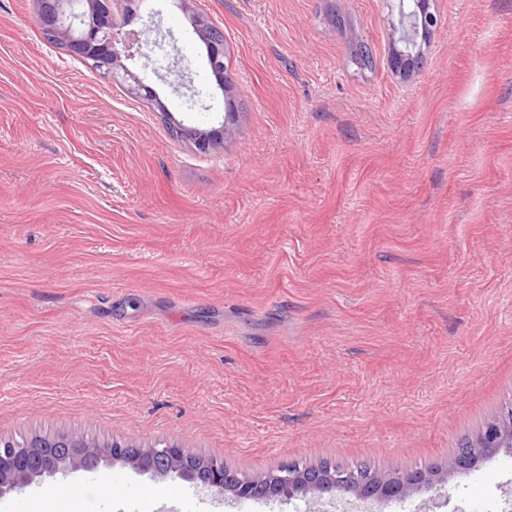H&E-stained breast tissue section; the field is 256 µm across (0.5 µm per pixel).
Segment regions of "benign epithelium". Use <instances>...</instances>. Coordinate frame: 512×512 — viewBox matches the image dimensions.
<instances>
[{"label":"benign epithelium","instance_id":"benign-epithelium-1","mask_svg":"<svg viewBox=\"0 0 512 512\" xmlns=\"http://www.w3.org/2000/svg\"><path fill=\"white\" fill-rule=\"evenodd\" d=\"M37 2L38 23L57 44L92 60L96 69L114 80L129 75L115 50L116 36L107 22L110 0H86L91 21L80 20V28L73 23L78 15L67 11L79 0ZM392 2L399 20L398 25L392 26L389 64L393 71L405 76L422 63L423 46L428 44L437 28L439 15L435 0ZM191 21L206 47L211 70L224 78V32L200 15L192 16ZM176 130L202 149L221 145L232 134L226 123L209 131L185 128L180 124ZM502 447H512L511 402L482 428L470 446L448 453L443 464L416 471L396 469L375 477L332 466L298 468L290 463L273 471L241 477L227 468L224 458L215 456L198 461L174 441L156 443L148 448L138 447L133 453V444L127 440L114 437L101 442L82 432H72L54 443L44 442L37 435L26 443L0 438V496L21 491L33 483H44L70 470L92 469L101 463H121L154 476L174 474L218 497L230 494L236 499H259L311 495L333 499L341 492L357 498L405 499L419 485L431 484L457 470L469 469L479 456Z\"/></svg>","mask_w":512,"mask_h":512}]
</instances>
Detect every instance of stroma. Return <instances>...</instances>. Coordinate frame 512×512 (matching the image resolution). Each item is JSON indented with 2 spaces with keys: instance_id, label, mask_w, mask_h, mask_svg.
I'll list each match as a JSON object with an SVG mask.
<instances>
[{
  "instance_id": "35a3bbf8",
  "label": "stroma",
  "mask_w": 512,
  "mask_h": 512,
  "mask_svg": "<svg viewBox=\"0 0 512 512\" xmlns=\"http://www.w3.org/2000/svg\"><path fill=\"white\" fill-rule=\"evenodd\" d=\"M153 109L0 0V437L177 441L249 475L448 457L512 402V0H437L419 73L386 0H147ZM223 29L222 90L188 12ZM371 46L373 64L352 47ZM180 65L190 88L171 70ZM199 150L172 127H220ZM0 512H183L192 483L101 465ZM512 512V448L402 502L203 512Z\"/></svg>"
}]
</instances>
